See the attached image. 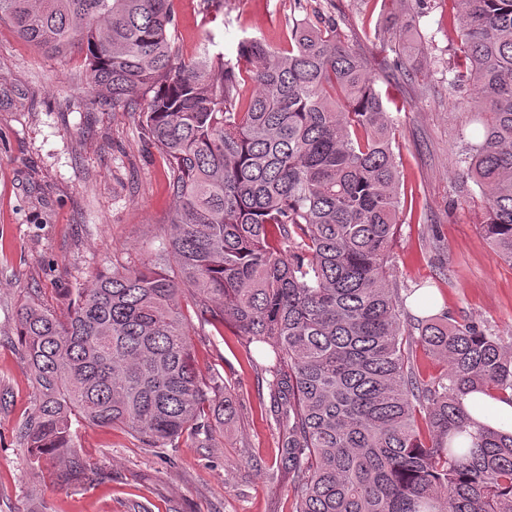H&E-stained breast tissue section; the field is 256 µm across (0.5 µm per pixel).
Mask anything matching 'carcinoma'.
<instances>
[{
	"mask_svg": "<svg viewBox=\"0 0 512 512\" xmlns=\"http://www.w3.org/2000/svg\"><path fill=\"white\" fill-rule=\"evenodd\" d=\"M1 21L47 52L86 51L93 99L138 113L175 200L153 263L92 274L64 321L20 309L34 459L80 473L76 415L151 448L236 419L231 389L197 367L188 295L202 320L274 355L296 512H512V434L469 431L460 402L471 390L512 404V353L484 323L402 317L391 119L335 24L297 25L286 49L244 37L233 60L205 44L186 61L173 0H0ZM448 22L461 33L448 84L483 126L463 162L512 265V0H450ZM414 343L445 371L420 378Z\"/></svg>",
	"mask_w": 512,
	"mask_h": 512,
	"instance_id": "obj_1",
	"label": "carcinoma"
}]
</instances>
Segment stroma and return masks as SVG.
<instances>
[{
	"label": "stroma",
	"instance_id": "1",
	"mask_svg": "<svg viewBox=\"0 0 512 512\" xmlns=\"http://www.w3.org/2000/svg\"><path fill=\"white\" fill-rule=\"evenodd\" d=\"M183 59L204 39L233 55L257 37L284 48L294 25L334 22L367 62L395 130L404 206L392 245L401 294L425 287L458 320L482 321L512 342V265L482 230L481 189L461 154L482 127L448 84L460 40L446 0H175ZM417 33L424 50L392 68V45ZM167 167L128 112L93 103L84 53L50 56L0 22V512H293L281 486L279 429L271 413L272 360L230 329L194 319L204 375L222 377L239 417L207 446L150 448L120 426L81 424L78 481L34 462L21 426L35 385L16 333L29 302L65 317L97 271L147 261L168 230Z\"/></svg>",
	"mask_w": 512,
	"mask_h": 512
}]
</instances>
